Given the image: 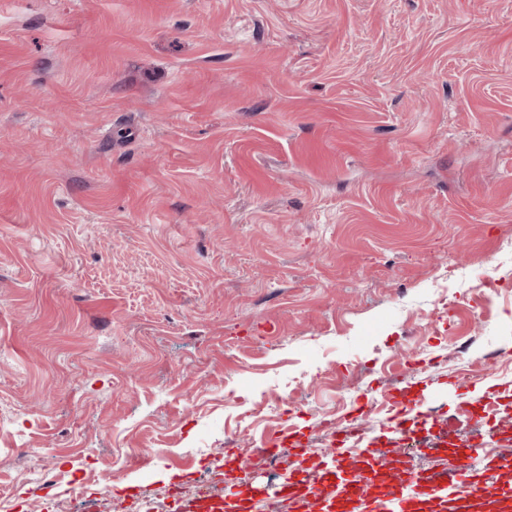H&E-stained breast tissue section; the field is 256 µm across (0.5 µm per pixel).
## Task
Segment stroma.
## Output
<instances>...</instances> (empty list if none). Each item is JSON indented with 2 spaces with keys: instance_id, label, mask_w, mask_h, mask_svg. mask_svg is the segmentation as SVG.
<instances>
[{
  "instance_id": "1",
  "label": "stroma",
  "mask_w": 512,
  "mask_h": 512,
  "mask_svg": "<svg viewBox=\"0 0 512 512\" xmlns=\"http://www.w3.org/2000/svg\"><path fill=\"white\" fill-rule=\"evenodd\" d=\"M397 379L512 462V0H0V512L222 498L228 439L260 488L361 405L404 455Z\"/></svg>"
}]
</instances>
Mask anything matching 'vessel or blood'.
<instances>
[{"label":"vessel or blood","instance_id":"b4317fda","mask_svg":"<svg viewBox=\"0 0 512 512\" xmlns=\"http://www.w3.org/2000/svg\"><path fill=\"white\" fill-rule=\"evenodd\" d=\"M437 423L435 416L422 412L420 400L400 395L388 431L401 438L415 427L431 432ZM336 444V451L327 457L300 432H284L269 440L262 454L280 459L288 476L267 493V500L289 502L295 512H512V467L494 457L474 466L472 445H455L453 464L435 472L420 467L411 456L376 455L374 439L357 433L350 419L339 429ZM313 463L323 473V485L309 484L303 477ZM243 468L238 458L224 462L230 501L203 492L177 503V512H223L228 505L234 512H253L257 493L243 476Z\"/></svg>","mask_w":512,"mask_h":512}]
</instances>
